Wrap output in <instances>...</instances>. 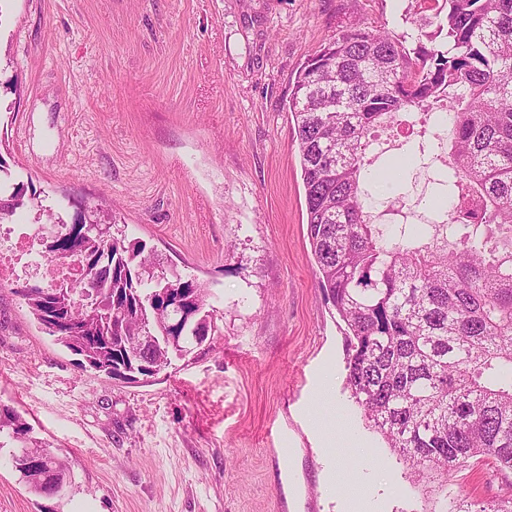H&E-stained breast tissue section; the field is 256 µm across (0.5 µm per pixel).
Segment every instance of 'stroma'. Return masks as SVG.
<instances>
[{"instance_id": "stroma-1", "label": "stroma", "mask_w": 512, "mask_h": 512, "mask_svg": "<svg viewBox=\"0 0 512 512\" xmlns=\"http://www.w3.org/2000/svg\"><path fill=\"white\" fill-rule=\"evenodd\" d=\"M410 0H0V182L72 220L114 205L127 238L205 288L217 332L126 384L81 366L0 288V407L70 461L61 512H437L443 489L512 496L492 466L416 483L346 385V326L307 236L288 100L353 24L416 37ZM437 142L366 205L424 223ZM330 397H323L325 379ZM0 450V512H40Z\"/></svg>"}]
</instances>
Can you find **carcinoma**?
Returning a JSON list of instances; mask_svg holds the SVG:
<instances>
[{
    "label": "carcinoma",
    "instance_id": "obj_1",
    "mask_svg": "<svg viewBox=\"0 0 512 512\" xmlns=\"http://www.w3.org/2000/svg\"><path fill=\"white\" fill-rule=\"evenodd\" d=\"M431 2L411 48L385 30L336 34L301 66L288 101L318 284L347 327V387L419 482L475 457L512 473V0ZM447 108L453 138L431 222L388 245L362 200L370 149L404 115ZM473 203L481 220L454 223ZM26 208L54 226L86 288L68 297L25 281L13 293L59 344L94 349L89 368L112 376L116 349L139 334L164 351L166 368L198 345V329L215 328L200 284L175 270L153 280L145 243L88 228L80 210L67 223L24 187H0V219ZM164 289L180 300L171 319L190 316L177 330L157 312ZM30 433L0 410V449H15L21 481L61 500L74 472L56 456L48 484L39 463H23L31 448L55 456ZM441 512H512V497L479 506L457 491Z\"/></svg>",
    "mask_w": 512,
    "mask_h": 512
}]
</instances>
